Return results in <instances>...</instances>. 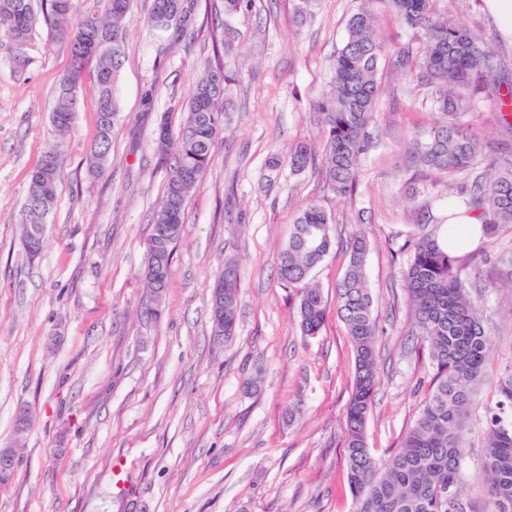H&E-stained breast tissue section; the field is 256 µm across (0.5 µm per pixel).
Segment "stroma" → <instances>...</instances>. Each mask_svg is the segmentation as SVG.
Here are the masks:
<instances>
[{
  "label": "stroma",
  "mask_w": 512,
  "mask_h": 512,
  "mask_svg": "<svg viewBox=\"0 0 512 512\" xmlns=\"http://www.w3.org/2000/svg\"><path fill=\"white\" fill-rule=\"evenodd\" d=\"M195 0L193 34L170 53L151 21L152 0H134L119 73V115L104 175H87L97 133L96 83L86 70L71 130L50 121L68 52L45 26L27 44L25 69L0 32V448L18 450L0 512H353L347 486L345 411L354 348L336 313V286L355 234L368 242L380 383L366 442L385 458L419 415L434 374L416 350L400 248L416 206L448 213V186L420 176L408 143L436 116L412 76L384 74L376 143L363 157L355 195L324 189L317 166L270 170L272 154L305 142L322 150L315 103L360 0H253L235 17L223 63L238 80L226 93V128L190 197L160 317L145 312L139 277L165 181L155 146L163 113L179 112L212 55L213 21ZM496 53L494 83L512 79V40L482 0H441ZM58 150L63 180L40 258L20 235L31 171ZM318 201L331 215L333 248L311 279L327 300L319 336L301 334L299 291L276 272L298 210ZM241 269V318L231 342L211 333L209 294L225 257ZM483 321L492 338L488 377L464 440L466 512H488L482 484L487 408L496 376L512 365V291L492 290ZM257 389L246 392V379ZM32 419L18 430L17 415Z\"/></svg>",
  "instance_id": "1"
}]
</instances>
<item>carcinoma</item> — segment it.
Wrapping results in <instances>:
<instances>
[{
    "label": "carcinoma",
    "mask_w": 512,
    "mask_h": 512,
    "mask_svg": "<svg viewBox=\"0 0 512 512\" xmlns=\"http://www.w3.org/2000/svg\"><path fill=\"white\" fill-rule=\"evenodd\" d=\"M101 13L80 26L69 19L77 0H46L37 14L33 0H0V29L22 48L38 17L68 51L71 67L62 77L52 110V125L63 134L74 120L77 89L86 63L96 68L97 134L86 158L87 174L101 177L112 150V125L118 116L116 84L125 60L126 23L133 0H99ZM253 0H222L224 34L229 21L249 12ZM423 44L412 56L401 49L388 56L377 35L376 14L359 8L349 19L347 37L336 54L329 87L317 101L322 119L324 155L320 175L338 198L353 195L362 157L373 147L374 112L382 93L384 67L411 71L429 96L440 119L412 138L417 166L448 176V203L477 213L481 220V251L495 254L501 274L512 280V246L499 241V228L512 224V112L499 99L502 139L490 158L489 170L478 173L485 147L472 133L469 115L479 93L491 83L493 55L468 27L442 11L439 0H380ZM152 22L171 43L194 28L195 13L185 0H153ZM236 74L220 62H204L177 133L163 118L167 148L159 153L165 165L163 195L153 216L146 260L140 273L148 294L167 288L173 251L181 237L186 203L211 164L212 147L224 131L227 87ZM315 160L312 148L300 144L288 153L294 171ZM61 166L56 152L47 153L31 173L20 222L28 257L42 252ZM448 217L434 224L417 223L403 248L409 252L405 293L413 313L411 335L428 349L435 373L423 408L406 431L399 449L376 458L367 448L365 428L379 383L376 370V326L372 317L364 265L368 244L361 236L350 242L347 270L338 284L337 313L345 323L355 352V384L346 410L347 482L354 512H464L467 477L462 432L486 369L490 338L482 324L485 291L492 280L478 283L467 264L472 254L448 253ZM333 220L318 202L299 211L295 230L282 249L278 276L283 286L300 289L298 319L302 335L316 336L326 321L322 290L310 283L311 272L329 253ZM215 282L224 285V341L233 339L239 314L241 271L227 257ZM497 401L486 416L483 473L489 512H512V368L503 372Z\"/></svg>",
    "instance_id": "cac0c4a2"
}]
</instances>
